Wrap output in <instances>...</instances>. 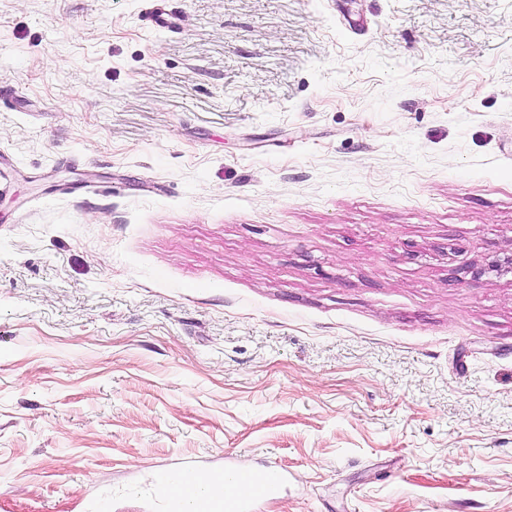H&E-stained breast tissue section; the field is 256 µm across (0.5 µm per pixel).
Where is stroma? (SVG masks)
Instances as JSON below:
<instances>
[{
    "label": "stroma",
    "mask_w": 512,
    "mask_h": 512,
    "mask_svg": "<svg viewBox=\"0 0 512 512\" xmlns=\"http://www.w3.org/2000/svg\"><path fill=\"white\" fill-rule=\"evenodd\" d=\"M508 256L512 0H0V512H512ZM179 479L171 480L166 474H156L152 479L154 486H160L159 507L173 502L179 505L178 510H163L161 512H244V500H223L212 496L209 491L202 489L197 478L203 473L193 466H186L181 471ZM214 474H222L233 481L249 484L252 488L250 498L254 501L269 499L278 495L282 484L283 475L275 469L255 470L247 467H237L218 471Z\"/></svg>",
    "instance_id": "1"
}]
</instances>
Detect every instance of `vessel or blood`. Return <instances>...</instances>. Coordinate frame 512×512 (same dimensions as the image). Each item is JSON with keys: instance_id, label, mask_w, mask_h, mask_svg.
<instances>
[{"instance_id": "1", "label": "vessel or blood", "mask_w": 512, "mask_h": 512, "mask_svg": "<svg viewBox=\"0 0 512 512\" xmlns=\"http://www.w3.org/2000/svg\"><path fill=\"white\" fill-rule=\"evenodd\" d=\"M197 474V468L187 466L176 480L168 479L162 473L155 475L152 483L160 488V502L176 503L177 512H245L243 501L225 500L203 490ZM225 475L233 481L249 484L251 498L255 501L278 495L283 484L282 473L275 469L237 467L226 470Z\"/></svg>"}]
</instances>
